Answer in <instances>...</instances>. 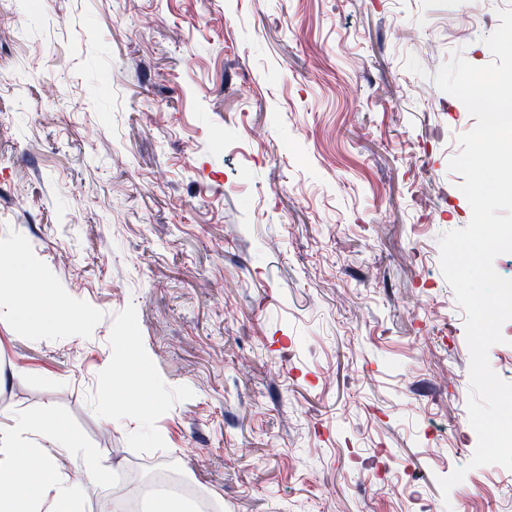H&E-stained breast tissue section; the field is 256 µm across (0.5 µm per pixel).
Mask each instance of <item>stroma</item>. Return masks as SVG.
I'll list each match as a JSON object with an SVG mask.
<instances>
[{
    "instance_id": "stroma-1",
    "label": "stroma",
    "mask_w": 512,
    "mask_h": 512,
    "mask_svg": "<svg viewBox=\"0 0 512 512\" xmlns=\"http://www.w3.org/2000/svg\"><path fill=\"white\" fill-rule=\"evenodd\" d=\"M512 0H0V253L56 323L0 301V428L52 409L116 478L175 468L211 512H512L470 469L465 314L438 237ZM149 363L146 430L113 394ZM134 338L132 327L129 328V336H125L124 338V351H120L118 355V360H121L126 366H130L131 364H137L133 369L137 371L138 375L143 380H149V370L147 366L143 363L142 358L134 350Z\"/></svg>"
}]
</instances>
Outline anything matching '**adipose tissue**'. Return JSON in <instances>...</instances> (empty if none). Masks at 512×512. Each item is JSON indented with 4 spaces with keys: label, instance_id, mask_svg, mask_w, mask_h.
Returning a JSON list of instances; mask_svg holds the SVG:
<instances>
[{
    "label": "adipose tissue",
    "instance_id": "obj_1",
    "mask_svg": "<svg viewBox=\"0 0 512 512\" xmlns=\"http://www.w3.org/2000/svg\"><path fill=\"white\" fill-rule=\"evenodd\" d=\"M37 431L40 440L23 446L18 439ZM50 448H43V441ZM83 441L66 428L52 410L24 421L0 436V512H81L69 475L59 471L57 457L82 448Z\"/></svg>",
    "mask_w": 512,
    "mask_h": 512
}]
</instances>
